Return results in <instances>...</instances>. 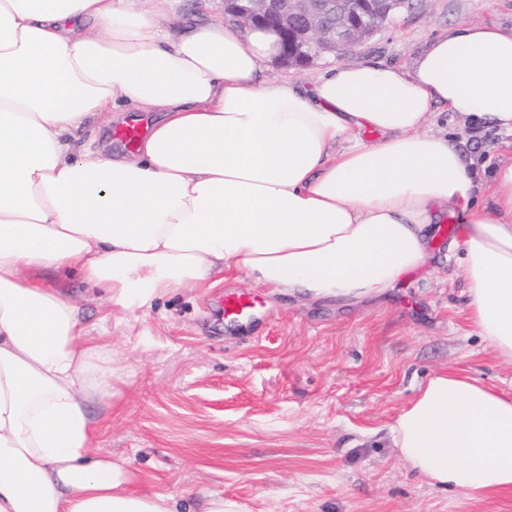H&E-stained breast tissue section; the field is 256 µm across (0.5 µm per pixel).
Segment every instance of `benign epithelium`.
<instances>
[{
    "label": "benign epithelium",
    "instance_id": "7a95c632",
    "mask_svg": "<svg viewBox=\"0 0 512 512\" xmlns=\"http://www.w3.org/2000/svg\"><path fill=\"white\" fill-rule=\"evenodd\" d=\"M408 0H224V11L278 37L280 66L303 68L362 44Z\"/></svg>",
    "mask_w": 512,
    "mask_h": 512
}]
</instances>
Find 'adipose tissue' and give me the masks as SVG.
Returning <instances> with one entry per match:
<instances>
[{
    "label": "adipose tissue",
    "instance_id": "obj_1",
    "mask_svg": "<svg viewBox=\"0 0 512 512\" xmlns=\"http://www.w3.org/2000/svg\"><path fill=\"white\" fill-rule=\"evenodd\" d=\"M172 2L0 0V512H176L92 448L120 368L36 271H79L130 312L227 270L356 301L422 266L448 209L469 318L512 362V164L477 205L457 142L427 130L444 106L512 132V28L461 24L407 69L273 83V34L174 27ZM129 111L156 116L134 153L79 141L91 116ZM392 438L436 484L512 491V399L475 379L433 375Z\"/></svg>",
    "mask_w": 512,
    "mask_h": 512
}]
</instances>
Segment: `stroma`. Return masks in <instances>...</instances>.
<instances>
[{
  "mask_svg": "<svg viewBox=\"0 0 512 512\" xmlns=\"http://www.w3.org/2000/svg\"><path fill=\"white\" fill-rule=\"evenodd\" d=\"M512 27V0H411L363 45L273 80H313L334 62L407 67L455 24ZM429 130L459 140L473 162L478 202L496 167L512 163V135L435 108ZM452 213L431 225L425 263L395 288L355 302L272 297L242 274L132 314L78 276L34 273L65 289L92 335L111 344L122 396L93 407L92 445L122 459L146 493L195 512L213 492L242 512H512V492L470 496L412 472L391 427L427 379L450 373L512 397V363L486 349L466 310ZM250 295L249 318L224 320L225 295Z\"/></svg>",
  "mask_w": 512,
  "mask_h": 512,
  "instance_id": "1",
  "label": "stroma"
}]
</instances>
